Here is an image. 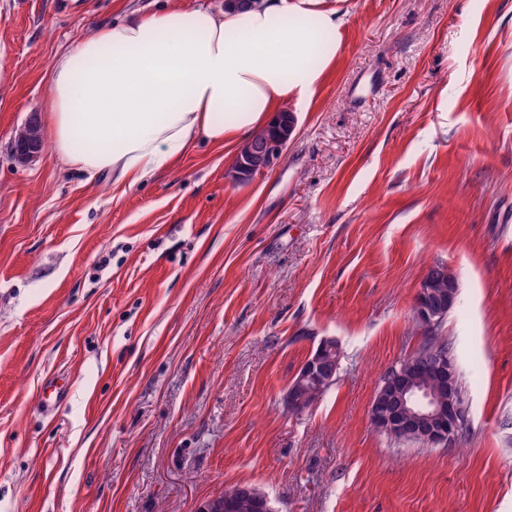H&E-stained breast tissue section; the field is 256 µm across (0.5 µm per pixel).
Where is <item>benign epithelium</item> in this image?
Returning a JSON list of instances; mask_svg holds the SVG:
<instances>
[{
	"label": "benign epithelium",
	"instance_id": "1",
	"mask_svg": "<svg viewBox=\"0 0 512 512\" xmlns=\"http://www.w3.org/2000/svg\"><path fill=\"white\" fill-rule=\"evenodd\" d=\"M297 118L293 112L278 114L280 135L276 140L251 146L239 152L231 180L249 181L258 174L272 169L280 160L291 139ZM448 281V296L436 291L438 284ZM456 275L446 266L433 267L420 282L414 312L427 332L435 330L446 318V313L457 300ZM336 341L322 340L316 354L308 358L299 370L295 383L289 385L285 395L287 409L307 411L309 400L307 385L313 382L323 386L336 379V370L327 353ZM417 370L436 381L440 390L434 395L406 379L403 366L396 365L383 376L370 408V420L381 433L417 436L430 447H447L458 435L465 417V405L454 397L455 364L446 351H421L409 356ZM224 504L212 498L198 507V512H276L270 498L252 486H238L224 491Z\"/></svg>",
	"mask_w": 512,
	"mask_h": 512
}]
</instances>
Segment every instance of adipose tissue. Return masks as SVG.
Segmentation results:
<instances>
[{
  "label": "adipose tissue",
  "mask_w": 512,
  "mask_h": 512,
  "mask_svg": "<svg viewBox=\"0 0 512 512\" xmlns=\"http://www.w3.org/2000/svg\"><path fill=\"white\" fill-rule=\"evenodd\" d=\"M324 0H257L226 12L163 5L83 38L52 66L54 153L115 187L172 167L197 141L221 145L312 96L336 59Z\"/></svg>",
  "instance_id": "obj_1"
}]
</instances>
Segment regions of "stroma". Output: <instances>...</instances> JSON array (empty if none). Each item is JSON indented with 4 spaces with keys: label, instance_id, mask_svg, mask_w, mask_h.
Masks as SVG:
<instances>
[{
    "label": "stroma",
    "instance_id": "1",
    "mask_svg": "<svg viewBox=\"0 0 512 512\" xmlns=\"http://www.w3.org/2000/svg\"><path fill=\"white\" fill-rule=\"evenodd\" d=\"M154 3L0 0V512H196L239 484L277 512H512V0H326L336 60L246 183L201 141L124 191L47 145L13 161L54 60ZM437 262L466 404L447 448L369 413L425 342ZM324 338L336 380L291 414ZM448 278L447 297L440 295L435 288L438 284ZM456 275L448 270L447 266L433 267L428 271L420 282L417 291L414 312L417 320L425 327L427 332L435 330L447 316L457 300Z\"/></svg>",
    "mask_w": 512,
    "mask_h": 512
}]
</instances>
